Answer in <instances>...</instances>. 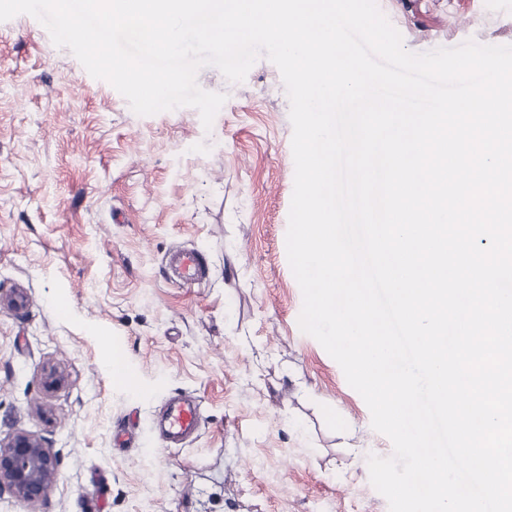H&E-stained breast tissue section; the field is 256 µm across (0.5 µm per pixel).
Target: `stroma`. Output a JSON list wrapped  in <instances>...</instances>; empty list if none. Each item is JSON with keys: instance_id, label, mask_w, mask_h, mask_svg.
Here are the masks:
<instances>
[{"instance_id": "1", "label": "stroma", "mask_w": 512, "mask_h": 512, "mask_svg": "<svg viewBox=\"0 0 512 512\" xmlns=\"http://www.w3.org/2000/svg\"><path fill=\"white\" fill-rule=\"evenodd\" d=\"M406 50L512 45V0H377ZM211 129L196 108L134 113L36 18L0 22V439L52 449L45 512H389L367 459L390 439L339 364L301 331L286 253L290 102L259 55ZM197 250L190 287L168 256ZM120 339L135 388L112 379ZM67 376L53 393L45 367ZM201 401L196 435L160 448L158 408ZM135 434L117 444L120 426Z\"/></svg>"}]
</instances>
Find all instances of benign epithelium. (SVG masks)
Here are the masks:
<instances>
[{
  "label": "benign epithelium",
  "mask_w": 512,
  "mask_h": 512,
  "mask_svg": "<svg viewBox=\"0 0 512 512\" xmlns=\"http://www.w3.org/2000/svg\"><path fill=\"white\" fill-rule=\"evenodd\" d=\"M65 383L61 370L51 367L45 371V388L56 390ZM55 477V457L42 439L19 432L7 443H0V489H7L18 501L35 507L44 505Z\"/></svg>",
  "instance_id": "obj_1"
}]
</instances>
